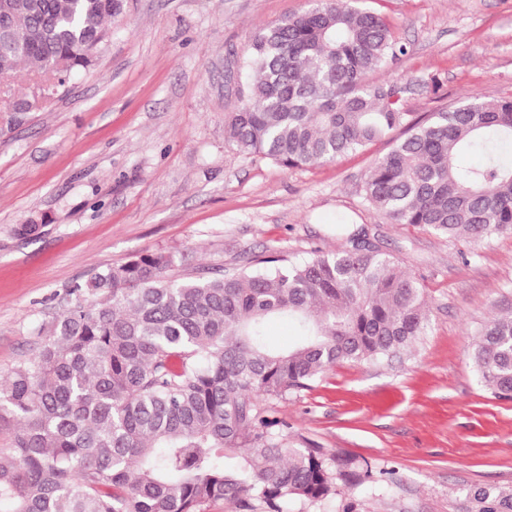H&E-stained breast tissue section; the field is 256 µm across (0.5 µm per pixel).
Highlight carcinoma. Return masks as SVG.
<instances>
[{"mask_svg":"<svg viewBox=\"0 0 512 512\" xmlns=\"http://www.w3.org/2000/svg\"><path fill=\"white\" fill-rule=\"evenodd\" d=\"M0 76L23 64L46 87L10 97L39 110L67 91L108 45L127 0H6ZM406 47L386 20L351 0H314L262 28L243 61L225 138L244 158L315 167L396 131L363 185L365 202L391 224L473 242L512 235V166L470 153L512 143V97L464 103L408 120L394 80L371 83ZM334 252L250 271L172 280L164 252L138 254L73 288L75 301L43 328L38 352L0 382V423L17 422L0 458V512H207L235 500L282 512L317 501L332 483L320 448H289L259 402L306 389L340 362L381 360L425 334L419 280L362 226L338 232ZM305 339L275 349L274 318ZM485 386L512 398V314L489 320L473 350ZM241 461L224 466V451Z\"/></svg>","mask_w":512,"mask_h":512,"instance_id":"carcinoma-1","label":"carcinoma"}]
</instances>
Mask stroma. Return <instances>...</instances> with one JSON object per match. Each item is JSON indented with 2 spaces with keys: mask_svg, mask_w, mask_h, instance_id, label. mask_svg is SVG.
<instances>
[{
  "mask_svg": "<svg viewBox=\"0 0 512 512\" xmlns=\"http://www.w3.org/2000/svg\"><path fill=\"white\" fill-rule=\"evenodd\" d=\"M406 56L371 74L406 87L423 118L472 95L512 96V0H358ZM309 0H128L94 67L0 136V379L96 272L146 252L172 276L336 250L364 226L423 288L429 323L408 355L336 364L311 387L263 400L291 448H320L333 492L283 512H512V399L472 359L484 322L512 313V236L472 243L391 224L362 184L391 143L317 167L243 159L224 115L257 29ZM439 76V93L429 88ZM37 225L20 238L17 228Z\"/></svg>",
  "mask_w": 512,
  "mask_h": 512,
  "instance_id": "35a3bbf8",
  "label": "stroma"
}]
</instances>
